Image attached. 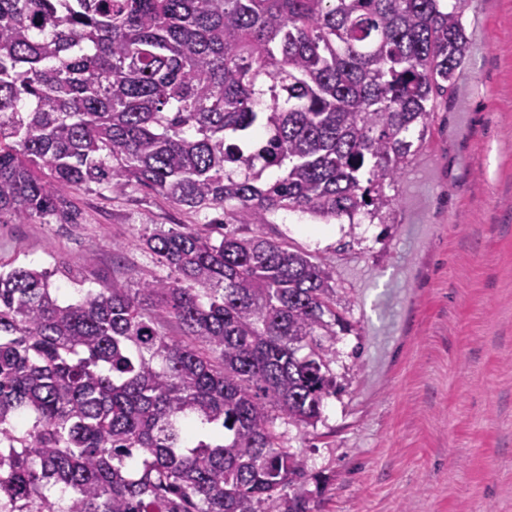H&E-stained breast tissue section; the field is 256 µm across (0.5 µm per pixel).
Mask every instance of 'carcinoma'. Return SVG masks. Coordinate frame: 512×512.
<instances>
[{
	"label": "carcinoma",
	"instance_id": "cac0c4a2",
	"mask_svg": "<svg viewBox=\"0 0 512 512\" xmlns=\"http://www.w3.org/2000/svg\"><path fill=\"white\" fill-rule=\"evenodd\" d=\"M467 7L0 0V220L78 224L93 184L224 213L217 239L139 238L172 280L63 300L52 277L83 273L0 270V512H311L276 421L312 426L336 394V271L234 225L389 207Z\"/></svg>",
	"mask_w": 512,
	"mask_h": 512
}]
</instances>
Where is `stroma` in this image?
Masks as SVG:
<instances>
[{
  "label": "stroma",
  "instance_id": "1",
  "mask_svg": "<svg viewBox=\"0 0 512 512\" xmlns=\"http://www.w3.org/2000/svg\"><path fill=\"white\" fill-rule=\"evenodd\" d=\"M485 33L373 223L281 211L259 228L336 271L350 326L321 420L278 424L313 512H512V0H470ZM484 30H477V23ZM80 227L1 224L0 264L92 268L86 288L169 278L137 243L204 224L141 187L74 193ZM127 247L113 255L112 243Z\"/></svg>",
  "mask_w": 512,
  "mask_h": 512
}]
</instances>
